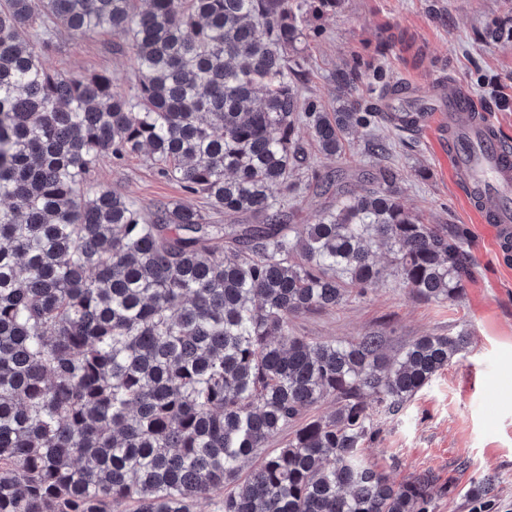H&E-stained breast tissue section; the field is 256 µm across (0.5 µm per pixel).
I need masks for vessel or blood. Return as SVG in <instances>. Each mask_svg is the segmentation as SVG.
Returning a JSON list of instances; mask_svg holds the SVG:
<instances>
[{"label":"vessel or blood","instance_id":"vessel-or-blood-1","mask_svg":"<svg viewBox=\"0 0 512 512\" xmlns=\"http://www.w3.org/2000/svg\"><path fill=\"white\" fill-rule=\"evenodd\" d=\"M449 146L467 194L477 201L495 198V207L483 212L482 221L494 225L500 255H512V152L485 116L471 127L454 130Z\"/></svg>","mask_w":512,"mask_h":512}]
</instances>
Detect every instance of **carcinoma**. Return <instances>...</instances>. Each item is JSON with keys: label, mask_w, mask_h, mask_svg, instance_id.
Returning <instances> with one entry per match:
<instances>
[{"label": "carcinoma", "mask_w": 512, "mask_h": 512, "mask_svg": "<svg viewBox=\"0 0 512 512\" xmlns=\"http://www.w3.org/2000/svg\"><path fill=\"white\" fill-rule=\"evenodd\" d=\"M337 3L0 0V512H191L218 492L222 512H427L431 473L395 484L361 450L468 337L391 357L378 333L290 327L386 277L376 244L423 301L460 299L474 275L466 229L406 208L388 166L314 223L285 221L296 171L330 185L299 125L334 156L360 128L427 118L362 103V73L382 70L358 57L333 75L336 111L300 96L303 23ZM63 30L124 36L133 92L46 68ZM482 35L512 47L511 23ZM142 153L224 223L178 202L146 213L92 180ZM328 397L335 413L303 418Z\"/></svg>", "instance_id": "carcinoma-1"}]
</instances>
